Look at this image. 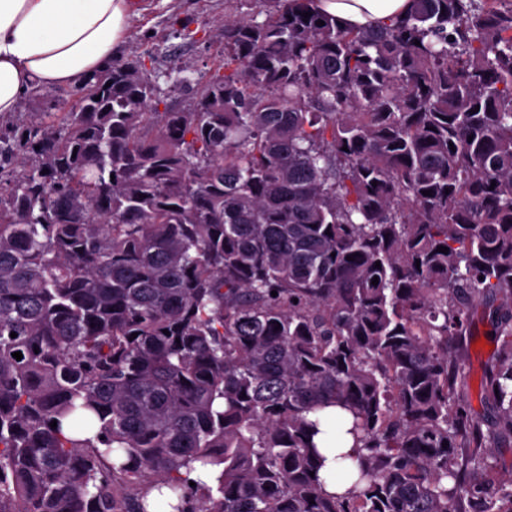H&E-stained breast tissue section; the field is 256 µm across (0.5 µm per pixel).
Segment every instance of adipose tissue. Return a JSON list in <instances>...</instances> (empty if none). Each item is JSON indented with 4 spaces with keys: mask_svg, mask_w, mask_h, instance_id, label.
Here are the masks:
<instances>
[{
    "mask_svg": "<svg viewBox=\"0 0 512 512\" xmlns=\"http://www.w3.org/2000/svg\"><path fill=\"white\" fill-rule=\"evenodd\" d=\"M410 0H309L311 11L348 27L377 28L406 14ZM135 12L133 0H0V118L19 111L40 87L77 88L121 52ZM327 492L351 486L341 475L336 441L349 415L330 406L314 414Z\"/></svg>",
    "mask_w": 512,
    "mask_h": 512,
    "instance_id": "adipose-tissue-1",
    "label": "adipose tissue"
}]
</instances>
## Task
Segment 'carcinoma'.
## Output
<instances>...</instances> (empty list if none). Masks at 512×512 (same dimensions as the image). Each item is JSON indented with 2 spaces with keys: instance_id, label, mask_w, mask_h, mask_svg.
Listing matches in <instances>:
<instances>
[{
  "instance_id": "obj_1",
  "label": "carcinoma",
  "mask_w": 512,
  "mask_h": 512,
  "mask_svg": "<svg viewBox=\"0 0 512 512\" xmlns=\"http://www.w3.org/2000/svg\"><path fill=\"white\" fill-rule=\"evenodd\" d=\"M255 2L192 108L135 60L0 134V512H512V0ZM410 0H310L308 8L346 27L377 28L406 14ZM492 326L487 320H475L472 328V336H468V388L465 392L464 404L472 412L483 414L484 402L482 390L484 384L486 364L496 347L493 336H491ZM483 339L484 344L478 342ZM494 346V349H490ZM313 418L319 422V433L315 435L314 441L324 457L320 474L324 480L325 490L328 493L342 494L350 488L352 483L341 476L343 461L336 459V454L350 452L352 448H350L351 444L336 448V437L342 440V444L348 443L345 423L350 416L346 411L330 406L316 411Z\"/></svg>"
}]
</instances>
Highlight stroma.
I'll return each instance as SVG.
<instances>
[{
  "label": "stroma",
  "mask_w": 512,
  "mask_h": 512,
  "mask_svg": "<svg viewBox=\"0 0 512 512\" xmlns=\"http://www.w3.org/2000/svg\"><path fill=\"white\" fill-rule=\"evenodd\" d=\"M148 9L132 21L128 41L117 63L144 57L146 69L166 72L161 80L167 106L188 109L195 90L206 84L224 58V20L249 18L253 0H146ZM70 88L43 87L24 102L13 118L0 121V130L10 131L34 123L51 122L63 108L73 105ZM488 320H476L468 344V388L464 403L483 413L482 390L486 364L494 339Z\"/></svg>",
  "instance_id": "35a3bbf8"
}]
</instances>
